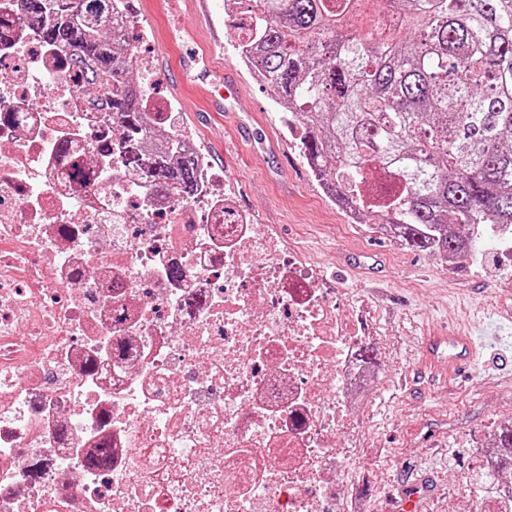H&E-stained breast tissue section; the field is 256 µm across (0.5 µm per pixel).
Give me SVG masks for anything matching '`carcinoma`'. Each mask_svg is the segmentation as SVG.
I'll return each instance as SVG.
<instances>
[{"label": "carcinoma", "instance_id": "carcinoma-1", "mask_svg": "<svg viewBox=\"0 0 512 512\" xmlns=\"http://www.w3.org/2000/svg\"><path fill=\"white\" fill-rule=\"evenodd\" d=\"M76 88L112 113L129 166L158 196H189L197 158L173 139L143 151L149 118L127 29L130 0H24ZM235 50L274 99L299 111L309 169L342 208L363 202L376 163L401 184L374 215L433 256L473 248L468 224L512 225V0H385L398 13L359 30L375 0H225ZM512 465V426L494 437Z\"/></svg>", "mask_w": 512, "mask_h": 512}]
</instances>
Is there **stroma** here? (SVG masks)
Returning <instances> with one entry per match:
<instances>
[{
  "label": "stroma",
  "mask_w": 512,
  "mask_h": 512,
  "mask_svg": "<svg viewBox=\"0 0 512 512\" xmlns=\"http://www.w3.org/2000/svg\"><path fill=\"white\" fill-rule=\"evenodd\" d=\"M130 39L147 58L156 98L237 191L259 223L320 264L326 280L366 319L382 361L365 406V440L353 492L368 512H392L417 495V512H481L476 447L512 413V277L496 252L450 269L372 224L351 223L308 172L274 98L242 70L224 0L190 10L182 0H133ZM208 64L189 67L191 56ZM239 70L244 93L222 106L207 96L218 68ZM469 331L479 355L455 374L416 359L425 336Z\"/></svg>",
  "instance_id": "35a3bbf8"
}]
</instances>
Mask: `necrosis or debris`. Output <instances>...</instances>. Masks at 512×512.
Here are the masks:
<instances>
[{
	"label": "necrosis or debris",
	"mask_w": 512,
	"mask_h": 512,
	"mask_svg": "<svg viewBox=\"0 0 512 512\" xmlns=\"http://www.w3.org/2000/svg\"><path fill=\"white\" fill-rule=\"evenodd\" d=\"M1 17L0 512H352L354 308L208 161L150 196L20 0Z\"/></svg>",
	"instance_id": "necrosis-or-debris-1"
}]
</instances>
